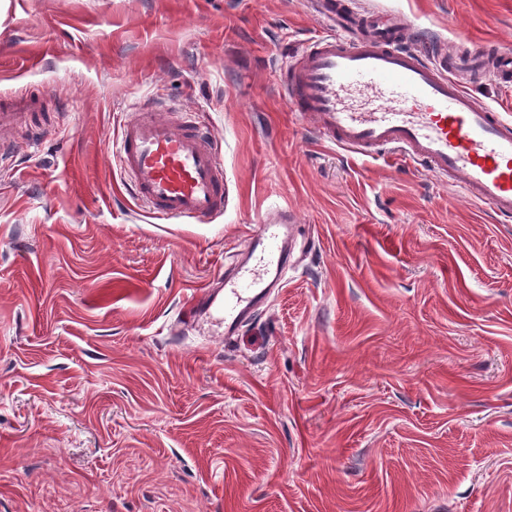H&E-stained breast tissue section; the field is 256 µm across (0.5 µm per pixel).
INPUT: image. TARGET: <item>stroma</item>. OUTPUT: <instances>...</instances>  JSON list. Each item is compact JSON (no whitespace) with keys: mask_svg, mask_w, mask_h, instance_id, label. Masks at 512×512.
<instances>
[{"mask_svg":"<svg viewBox=\"0 0 512 512\" xmlns=\"http://www.w3.org/2000/svg\"><path fill=\"white\" fill-rule=\"evenodd\" d=\"M347 3L431 57L512 50V0ZM327 31L315 0H0V97L42 94L46 130L0 165V512H512V222L289 112ZM146 102L209 125L223 214L130 196ZM276 206L294 264L225 339L196 304Z\"/></svg>","mask_w":512,"mask_h":512,"instance_id":"obj_1","label":"stroma"}]
</instances>
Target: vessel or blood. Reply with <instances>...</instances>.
Segmentation results:
<instances>
[{
  "instance_id": "obj_1",
  "label": "vessel or blood",
  "mask_w": 512,
  "mask_h": 512,
  "mask_svg": "<svg viewBox=\"0 0 512 512\" xmlns=\"http://www.w3.org/2000/svg\"><path fill=\"white\" fill-rule=\"evenodd\" d=\"M322 17L336 31L308 41L281 78L291 111L315 131L360 159L394 151L471 200L488 205L499 221H512V119L479 103L448 74L447 61L432 62L409 45L401 21L378 26L369 39L339 36L347 18L334 0ZM470 63L512 86V52L471 51ZM30 94L0 101V158L13 145L5 138L23 118L42 109ZM132 195L160 219L202 223L224 209V159L197 114L137 108L117 142ZM293 215L280 208L256 225L245 253L224 274L223 291L202 307L224 316V336L263 306L292 253Z\"/></svg>"
}]
</instances>
